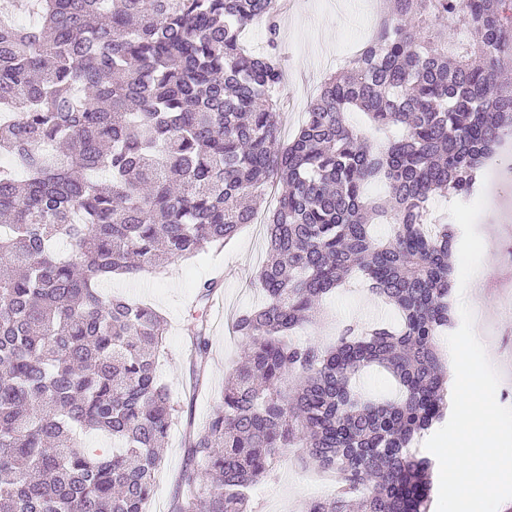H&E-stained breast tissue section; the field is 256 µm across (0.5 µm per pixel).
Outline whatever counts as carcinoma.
Returning <instances> with one entry per match:
<instances>
[{"label": "carcinoma", "mask_w": 512, "mask_h": 512, "mask_svg": "<svg viewBox=\"0 0 512 512\" xmlns=\"http://www.w3.org/2000/svg\"><path fill=\"white\" fill-rule=\"evenodd\" d=\"M385 19L330 75L288 143L276 89L278 0H40L0 21V512H145L177 406L157 375L166 333L153 308L99 285L222 247L266 218L265 299L235 319L244 360L185 441L172 512H248V492L291 448L336 474L305 512H429L446 416L457 232L429 223L436 195L469 201L512 134V0H383ZM264 22L268 49L242 33ZM476 36L448 54V31ZM362 112L401 138L376 146ZM384 181L383 198L364 186ZM391 216L385 239L371 235ZM359 274L399 325L296 339ZM380 368L391 398L358 386ZM112 437L91 453L78 431Z\"/></svg>", "instance_id": "obj_1"}]
</instances>
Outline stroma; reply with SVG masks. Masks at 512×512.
<instances>
[{"instance_id": "stroma-1", "label": "stroma", "mask_w": 512, "mask_h": 512, "mask_svg": "<svg viewBox=\"0 0 512 512\" xmlns=\"http://www.w3.org/2000/svg\"><path fill=\"white\" fill-rule=\"evenodd\" d=\"M373 0H295L288 16L280 20L279 52L285 78L277 96L285 114L286 133L305 119L306 107L324 77L336 72L342 57L354 54L374 29ZM431 209L444 222L457 225L459 237L453 254L457 272L488 261L490 279L478 298L484 313L478 329L483 340L506 358L500 371L497 400L512 407V263L501 260L499 248L512 241V191L500 180L494 164H487L477 201L463 203L434 197ZM268 246L262 224H250L224 248L171 261L156 272L133 279L115 278L101 283L104 294H121L154 307L167 321L158 372L179 405L164 449L153 502L168 507L175 495L195 494V487L179 483L185 467L183 435L187 420L203 424L220 403L224 381L243 355V345L232 330L235 318L262 300L257 273L267 259ZM220 279L224 310L201 307L198 285ZM395 312L380 302L361 280H353L326 298L315 323L302 332L306 342L332 344L343 325L378 319H395ZM206 323L208 341L206 374L196 383L191 355L198 323ZM312 467L300 450L283 455L270 478L250 492L251 512H300L303 501L329 494L326 485L304 482Z\"/></svg>"}]
</instances>
